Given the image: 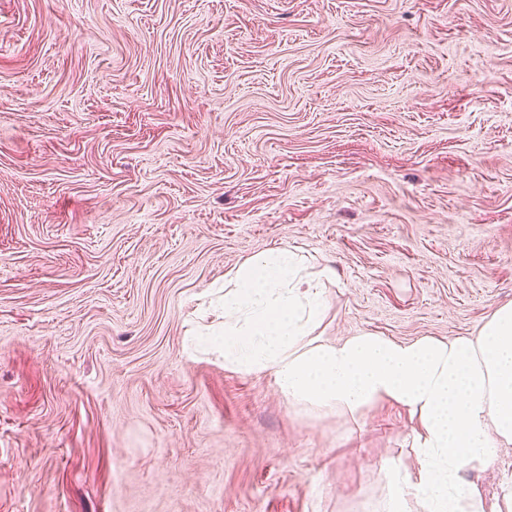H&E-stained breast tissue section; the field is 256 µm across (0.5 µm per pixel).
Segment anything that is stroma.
Instances as JSON below:
<instances>
[{
    "instance_id": "35a3bbf8",
    "label": "stroma",
    "mask_w": 512,
    "mask_h": 512,
    "mask_svg": "<svg viewBox=\"0 0 512 512\" xmlns=\"http://www.w3.org/2000/svg\"><path fill=\"white\" fill-rule=\"evenodd\" d=\"M280 247L326 341L512 304V0H0V512H382L416 416L185 345Z\"/></svg>"
}]
</instances>
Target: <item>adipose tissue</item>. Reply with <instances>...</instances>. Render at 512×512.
<instances>
[{"mask_svg":"<svg viewBox=\"0 0 512 512\" xmlns=\"http://www.w3.org/2000/svg\"><path fill=\"white\" fill-rule=\"evenodd\" d=\"M324 276L285 247L255 255L230 277L216 322L193 328L188 341L233 370L271 371L281 395L307 413L401 405L420 419L411 437L418 467L390 466L383 512H484L461 473L512 446V305L474 336L406 343L366 332L326 343L311 337Z\"/></svg>","mask_w":512,"mask_h":512,"instance_id":"adipose-tissue-1","label":"adipose tissue"}]
</instances>
